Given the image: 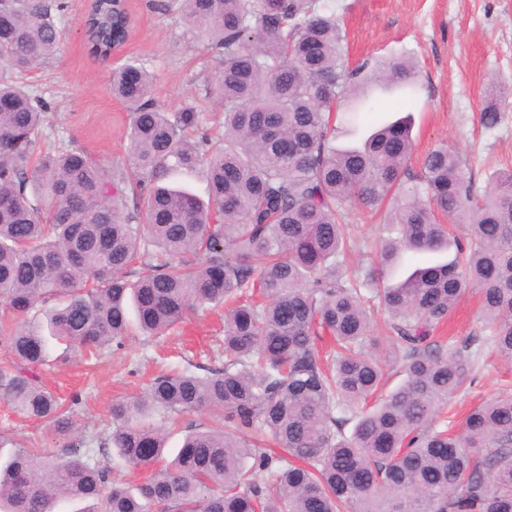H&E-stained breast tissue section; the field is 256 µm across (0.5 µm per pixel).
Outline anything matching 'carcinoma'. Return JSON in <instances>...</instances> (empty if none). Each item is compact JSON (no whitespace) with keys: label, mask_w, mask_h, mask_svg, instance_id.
<instances>
[{"label":"carcinoma","mask_w":512,"mask_h":512,"mask_svg":"<svg viewBox=\"0 0 512 512\" xmlns=\"http://www.w3.org/2000/svg\"><path fill=\"white\" fill-rule=\"evenodd\" d=\"M121 5L90 4L92 53L126 36ZM65 8L0 0V400L67 434V410L37 375L49 339L97 358L123 345L131 313L160 338L202 305L226 306L225 362L157 375L135 403L112 406L95 448L0 456V512L89 501L103 508L75 512H512V393L455 429L446 416L484 349L512 362V171L479 194L442 145L412 174L410 127L398 120L336 146L379 98L406 104L418 85L408 59L349 68L327 0H155L206 43L200 94L223 122L214 134L195 105L160 104L143 61L112 68L131 178L50 139L48 103L14 79L60 51ZM511 107L493 100L481 124L496 128ZM193 173L205 200L175 183ZM396 190L376 260L345 268L347 205L374 215ZM450 249V261L384 285L400 256ZM469 288L490 333L477 344L434 338ZM380 308L383 344L371 337ZM390 364L403 376L391 389ZM206 408L224 410V425H187L164 463L155 417ZM114 453L149 470L146 481L117 483Z\"/></svg>","instance_id":"1"}]
</instances>
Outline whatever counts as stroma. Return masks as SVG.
I'll return each mask as SVG.
<instances>
[{
  "instance_id": "stroma-1",
  "label": "stroma",
  "mask_w": 512,
  "mask_h": 512,
  "mask_svg": "<svg viewBox=\"0 0 512 512\" xmlns=\"http://www.w3.org/2000/svg\"><path fill=\"white\" fill-rule=\"evenodd\" d=\"M348 34L350 66L368 59L406 57L416 65L419 91L410 104L387 98V116L409 117L413 149L408 160L419 170L435 146L455 148L476 186L512 170V112L501 124L484 129L479 121L491 89L512 98V0H334ZM63 22L68 38L56 57L28 74L29 88L49 105L55 137L74 141L112 169L130 171L126 139L128 113L106 90L109 63L81 43L85 0H66ZM134 34L127 56L150 64L153 92L167 108L192 102L201 87L206 50L151 6L129 0ZM488 322L476 291H466L439 338L463 343L486 333ZM201 369L224 365V310L208 307L179 332L157 343L131 330L122 347L90 364L79 351L53 348L40 376L45 386L71 405L72 428L62 436L44 423L20 418L0 401V433L19 447L43 453L65 444L83 445L95 430L111 424L113 403L143 395L148 381L168 364ZM512 390V365L485 353L476 380L453 395L452 423L474 405Z\"/></svg>"
}]
</instances>
